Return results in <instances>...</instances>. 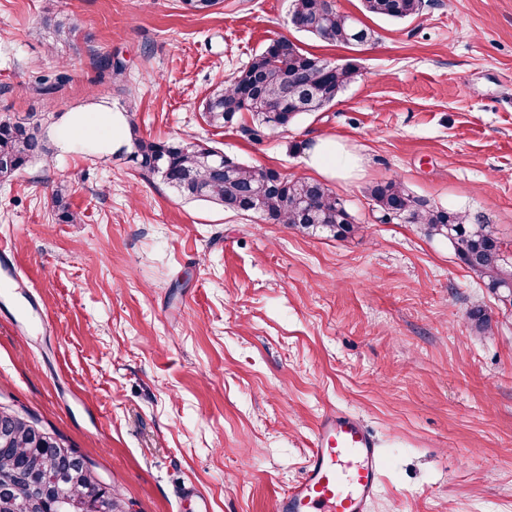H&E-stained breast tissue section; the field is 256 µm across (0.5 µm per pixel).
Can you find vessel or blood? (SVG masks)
Wrapping results in <instances>:
<instances>
[{
    "label": "vessel or blood",
    "instance_id": "1",
    "mask_svg": "<svg viewBox=\"0 0 512 512\" xmlns=\"http://www.w3.org/2000/svg\"><path fill=\"white\" fill-rule=\"evenodd\" d=\"M382 473L378 444L360 418L322 415L301 480L275 503V512H368Z\"/></svg>",
    "mask_w": 512,
    "mask_h": 512
}]
</instances>
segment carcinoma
I'll list each match as a JSON object with an SVG mask.
<instances>
[{
	"instance_id": "1",
	"label": "carcinoma",
	"mask_w": 512,
	"mask_h": 512,
	"mask_svg": "<svg viewBox=\"0 0 512 512\" xmlns=\"http://www.w3.org/2000/svg\"><path fill=\"white\" fill-rule=\"evenodd\" d=\"M423 0H364L365 11L401 20L420 12ZM291 17L303 24L301 31L332 45L356 46L369 41L370 30L358 19L338 11L336 0H293ZM76 24L67 17L49 16L45 28L59 39L69 37ZM357 65L348 60L331 62L303 50L297 43L278 37L254 55L246 68L216 87L202 102L206 122L215 128L233 125L248 112L254 120L250 135L265 130H288L299 116L295 78L308 84L313 99L305 108L318 112L331 105L356 78ZM68 80L66 70L38 80L42 95L58 92ZM54 112H32L14 120L0 118V178L11 177L36 160H46L50 124ZM127 156L142 175L158 178L186 201H203L233 213H257L274 224H286L311 235L344 237L355 231L345 201L327 185L313 179H290L279 171L249 166L230 158L224 171L213 167L215 148L196 141H156L139 135L129 120ZM369 195L383 216L404 224H416L429 237H444L458 259L479 276L492 292L512 291V259L505 255L496 231L473 220L465 212L430 204L395 179L378 182ZM57 219L76 224L80 217L70 210L65 190H52ZM475 329L492 330L491 316L480 305L469 312ZM37 421L20 414L0 422V472L33 475L43 485L65 486L70 498L81 499L87 512H123L125 502L112 486L100 485L94 464L47 430L37 432ZM68 506L55 495L35 500L33 512H65Z\"/></svg>"
}]
</instances>
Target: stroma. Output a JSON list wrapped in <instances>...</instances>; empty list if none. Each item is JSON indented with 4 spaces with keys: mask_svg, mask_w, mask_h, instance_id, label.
<instances>
[{
    "mask_svg": "<svg viewBox=\"0 0 512 512\" xmlns=\"http://www.w3.org/2000/svg\"><path fill=\"white\" fill-rule=\"evenodd\" d=\"M291 2L197 15L180 0H0V116L44 111L36 81L65 64L62 112L93 95L142 137H195L291 178L313 177L317 138L362 159L327 182L359 226L343 239L184 201L86 146L0 181V237L42 314L0 286V406L92 461L126 512H199L189 485L210 512H273L336 409L379 443L369 512H512V303L367 194L397 179L512 247V0H425L404 20L336 0L373 32L355 48L294 29ZM53 5L77 29L50 43L35 29ZM281 35L353 60L356 79L285 133L208 126L204 98ZM109 53L120 81L100 75ZM61 183L79 223L56 219Z\"/></svg>",
    "mask_w": 512,
    "mask_h": 512,
    "instance_id": "35a3bbf8",
    "label": "stroma"
}]
</instances>
